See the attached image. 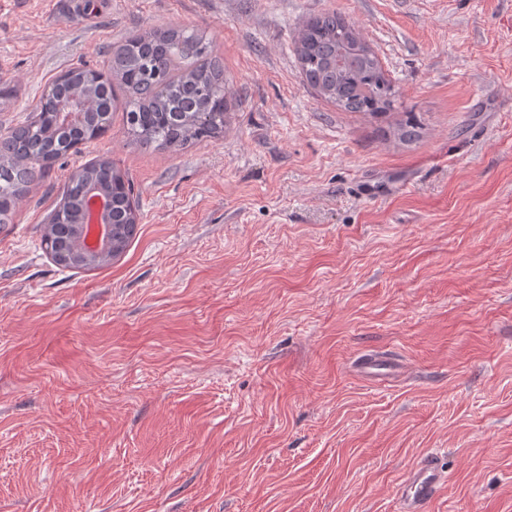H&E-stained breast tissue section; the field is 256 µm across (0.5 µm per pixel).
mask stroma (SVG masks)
Instances as JSON below:
<instances>
[{
	"label": "stroma",
	"instance_id": "stroma-1",
	"mask_svg": "<svg viewBox=\"0 0 512 512\" xmlns=\"http://www.w3.org/2000/svg\"><path fill=\"white\" fill-rule=\"evenodd\" d=\"M327 11L377 55L390 116L302 82L297 30ZM166 26L221 55L223 133L160 149L113 112L0 224V512H399L429 452V512H512V0H0V136ZM408 112L419 138H390ZM100 157L136 236L61 268L44 218ZM368 353L398 373L361 375ZM447 479L448 473L439 465L436 454L424 455L398 485L400 512H427Z\"/></svg>",
	"mask_w": 512,
	"mask_h": 512
}]
</instances>
